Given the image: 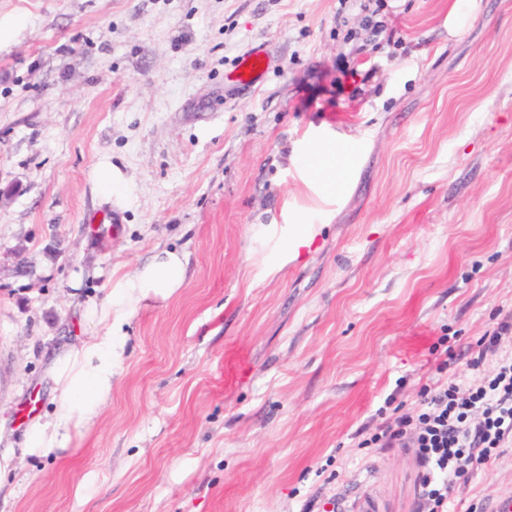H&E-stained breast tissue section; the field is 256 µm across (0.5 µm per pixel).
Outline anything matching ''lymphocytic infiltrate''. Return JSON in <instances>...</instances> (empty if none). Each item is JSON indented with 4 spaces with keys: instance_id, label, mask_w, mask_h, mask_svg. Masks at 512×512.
<instances>
[{
    "instance_id": "1",
    "label": "lymphocytic infiltrate",
    "mask_w": 512,
    "mask_h": 512,
    "mask_svg": "<svg viewBox=\"0 0 512 512\" xmlns=\"http://www.w3.org/2000/svg\"><path fill=\"white\" fill-rule=\"evenodd\" d=\"M511 333L509 317L482 338L467 386L453 380L426 389L418 414L398 415L382 432L386 442L416 448L424 468L423 512H451L456 488L512 444V353L500 354L491 373L481 371L484 352L498 351L502 336Z\"/></svg>"
}]
</instances>
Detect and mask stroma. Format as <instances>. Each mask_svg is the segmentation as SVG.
Wrapping results in <instances>:
<instances>
[{"instance_id":"35a3bbf8","label":"stroma","mask_w":512,"mask_h":512,"mask_svg":"<svg viewBox=\"0 0 512 512\" xmlns=\"http://www.w3.org/2000/svg\"><path fill=\"white\" fill-rule=\"evenodd\" d=\"M373 7L376 35L360 0H0L28 18L0 45V512H418L414 448L371 438L512 315V0ZM320 133L348 162L327 198ZM257 224L320 231L280 265ZM158 247L187 281L126 326L111 403L25 454L82 301ZM508 490L512 447L456 498ZM267 70L268 60L265 52L259 47H254L240 57L233 73L238 84L254 87L263 79Z\"/></svg>"}]
</instances>
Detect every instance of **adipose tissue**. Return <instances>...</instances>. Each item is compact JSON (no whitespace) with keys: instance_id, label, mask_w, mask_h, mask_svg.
I'll return each mask as SVG.
<instances>
[{"instance_id":"obj_1","label":"adipose tissue","mask_w":512,"mask_h":512,"mask_svg":"<svg viewBox=\"0 0 512 512\" xmlns=\"http://www.w3.org/2000/svg\"><path fill=\"white\" fill-rule=\"evenodd\" d=\"M311 185L321 194L335 189L342 173L341 152L335 142L319 143L303 163ZM187 260L167 248L129 274L113 276L102 299L83 303L87 336L58 352L47 375L52 382L54 408L32 419L23 434L26 454L41 456L69 448L83 430L92 426L112 400V385L125 346L123 333L133 315L149 300H167L183 288Z\"/></svg>"}]
</instances>
